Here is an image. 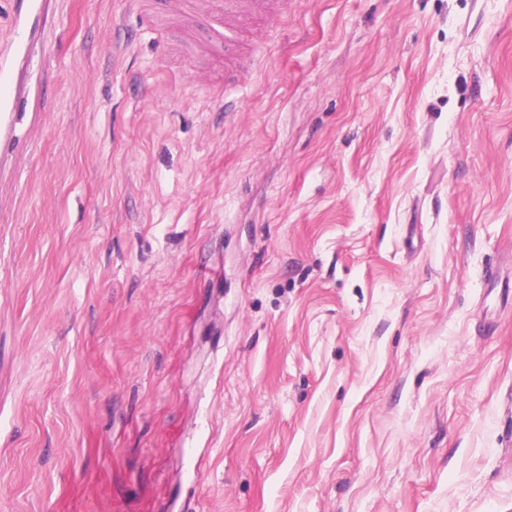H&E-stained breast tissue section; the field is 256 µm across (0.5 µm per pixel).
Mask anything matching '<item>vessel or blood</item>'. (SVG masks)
<instances>
[{
  "instance_id": "b4317fda",
  "label": "vessel or blood",
  "mask_w": 512,
  "mask_h": 512,
  "mask_svg": "<svg viewBox=\"0 0 512 512\" xmlns=\"http://www.w3.org/2000/svg\"><path fill=\"white\" fill-rule=\"evenodd\" d=\"M17 28L21 38L15 39L7 52L0 54V123L9 121L19 106V88L15 70L17 59L27 57L31 43L26 32L42 27L44 0H14ZM239 0H206L202 17L208 25L210 43L221 48L237 42L240 31L238 18Z\"/></svg>"
}]
</instances>
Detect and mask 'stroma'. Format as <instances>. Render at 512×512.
Wrapping results in <instances>:
<instances>
[{
  "label": "stroma",
  "mask_w": 512,
  "mask_h": 512,
  "mask_svg": "<svg viewBox=\"0 0 512 512\" xmlns=\"http://www.w3.org/2000/svg\"><path fill=\"white\" fill-rule=\"evenodd\" d=\"M167 8L0 126V512H512V0ZM203 20L208 25L210 43L215 48L237 42L240 36L238 18L242 0H204Z\"/></svg>",
  "instance_id": "1"
}]
</instances>
